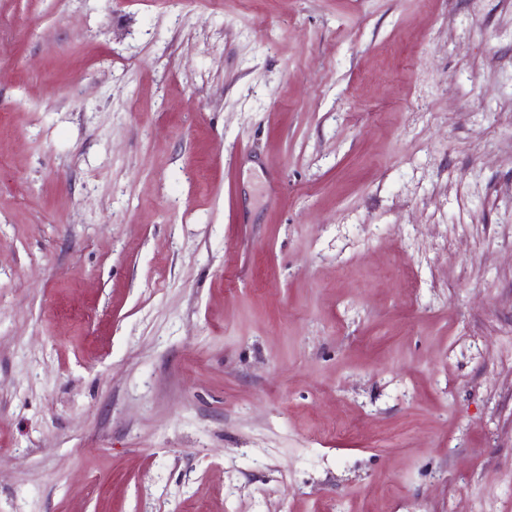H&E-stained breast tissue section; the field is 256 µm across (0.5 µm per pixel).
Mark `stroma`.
Listing matches in <instances>:
<instances>
[{
	"mask_svg": "<svg viewBox=\"0 0 512 512\" xmlns=\"http://www.w3.org/2000/svg\"><path fill=\"white\" fill-rule=\"evenodd\" d=\"M0 512H512V0H0Z\"/></svg>",
	"mask_w": 512,
	"mask_h": 512,
	"instance_id": "35a3bbf8",
	"label": "stroma"
}]
</instances>
